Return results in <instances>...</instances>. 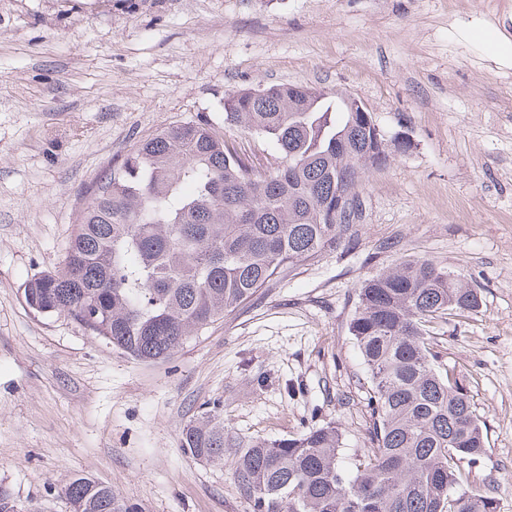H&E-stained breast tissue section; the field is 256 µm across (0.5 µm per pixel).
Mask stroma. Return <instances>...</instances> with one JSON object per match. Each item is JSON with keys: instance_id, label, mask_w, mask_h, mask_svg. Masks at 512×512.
<instances>
[{"instance_id": "obj_1", "label": "stroma", "mask_w": 512, "mask_h": 512, "mask_svg": "<svg viewBox=\"0 0 512 512\" xmlns=\"http://www.w3.org/2000/svg\"><path fill=\"white\" fill-rule=\"evenodd\" d=\"M512 0H0V490L17 512H73L68 477L132 512H253L230 465L194 460L183 425L221 402L231 436L340 424L370 448L369 386L348 326L364 280L429 259L482 306L427 324L484 423L473 480L512 512ZM307 84L363 101L407 153L359 193L355 242L281 273L170 359L144 362L25 304L62 262L86 186L166 127L224 122V97ZM478 39L491 58L501 64L512 65V39L493 31H485Z\"/></svg>"}]
</instances>
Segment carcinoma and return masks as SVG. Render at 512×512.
<instances>
[{
	"label": "carcinoma",
	"mask_w": 512,
	"mask_h": 512,
	"mask_svg": "<svg viewBox=\"0 0 512 512\" xmlns=\"http://www.w3.org/2000/svg\"><path fill=\"white\" fill-rule=\"evenodd\" d=\"M309 85L279 84L224 97V123L278 150L259 168L206 124L168 128L137 144L91 184L61 267L23 288L40 316L64 315L149 362L246 306L285 269L351 243L353 205L336 219V194L357 196L385 165L369 112H349ZM349 325L366 368L373 447L351 467L334 422L278 439L234 440L220 402L184 425L194 459L224 463L253 512H499L469 469L486 454L474 405L436 368L424 325L478 311L460 276L419 259L359 290ZM73 512H129L112 486L88 476L63 485Z\"/></svg>",
	"instance_id": "obj_1"
}]
</instances>
